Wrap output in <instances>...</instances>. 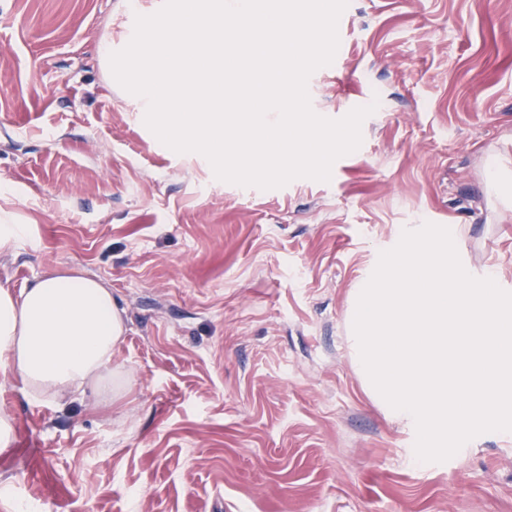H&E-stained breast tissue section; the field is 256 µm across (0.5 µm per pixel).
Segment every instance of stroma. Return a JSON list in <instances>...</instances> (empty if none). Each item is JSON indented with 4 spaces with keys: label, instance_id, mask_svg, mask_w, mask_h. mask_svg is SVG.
Instances as JSON below:
<instances>
[{
    "label": "stroma",
    "instance_id": "obj_1",
    "mask_svg": "<svg viewBox=\"0 0 512 512\" xmlns=\"http://www.w3.org/2000/svg\"><path fill=\"white\" fill-rule=\"evenodd\" d=\"M125 0H0V251L13 291L103 279L124 338L121 399H25L0 512H512V433L442 463L371 395L349 342L355 292L403 229H451L474 276L512 291V0H349L342 58L308 92L327 118L375 104L330 181L217 180L145 126L98 51Z\"/></svg>",
    "mask_w": 512,
    "mask_h": 512
}]
</instances>
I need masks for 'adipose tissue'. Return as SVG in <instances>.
<instances>
[{
    "label": "adipose tissue",
    "instance_id": "1",
    "mask_svg": "<svg viewBox=\"0 0 512 512\" xmlns=\"http://www.w3.org/2000/svg\"><path fill=\"white\" fill-rule=\"evenodd\" d=\"M125 332L102 279L53 273L21 292L0 284V374L24 397L59 401L100 390Z\"/></svg>",
    "mask_w": 512,
    "mask_h": 512
}]
</instances>
